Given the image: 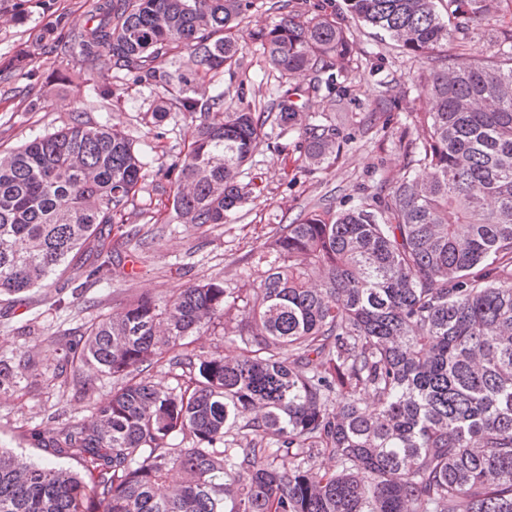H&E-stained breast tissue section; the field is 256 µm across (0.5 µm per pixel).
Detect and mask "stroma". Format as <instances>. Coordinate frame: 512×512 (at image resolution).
I'll list each match as a JSON object with an SVG mask.
<instances>
[{
    "instance_id": "1",
    "label": "stroma",
    "mask_w": 512,
    "mask_h": 512,
    "mask_svg": "<svg viewBox=\"0 0 512 512\" xmlns=\"http://www.w3.org/2000/svg\"><path fill=\"white\" fill-rule=\"evenodd\" d=\"M95 0H0V152L15 149L35 137L68 125L76 107L84 119L119 126L136 146L152 147L155 166L145 172L146 189L135 201L129 222L139 225L131 239L112 243L109 283L78 289L62 306H54V288H36L21 304L0 296V358L18 359L26 350L41 351L37 371L18 378L12 395L0 398V448L33 463L44 462L46 453L25 440L27 430L57 423L89 420L95 405L117 387L109 376L95 378L87 391L50 387L59 357L57 341L78 340L84 325L99 315L123 308L148 293L165 297L212 279L225 287L239 288L246 276H259L263 267L262 245L278 225L291 223L318 206L329 204L346 210L371 202L377 185L393 180L407 163L399 140L412 133L411 112L420 106L414 78L429 62L402 53L391 40L374 34L352 19L343 0H327L357 49L358 66L350 76L347 95L336 123L344 139L343 149L329 167L307 170L298 160L294 135H287V154L259 147L243 182L252 194L232 220L198 228L188 224H157L151 212L162 208L167 196L157 173L159 164L181 157L189 139L185 121L145 123L144 112L156 97L148 89L113 80L109 72H81L71 57L50 50L51 30L59 20L80 23ZM512 22V0H498L487 20L476 27L469 51L492 54V44L503 25ZM241 65L235 73L217 77L226 103L236 102L237 89L247 99L271 104L277 83L265 60L240 31ZM34 61L37 78L7 71L17 51ZM82 88L83 101L75 103L74 90ZM110 87L119 101L102 105L98 90Z\"/></svg>"
}]
</instances>
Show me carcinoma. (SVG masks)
Here are the masks:
<instances>
[{
	"label": "carcinoma",
	"instance_id": "obj_1",
	"mask_svg": "<svg viewBox=\"0 0 512 512\" xmlns=\"http://www.w3.org/2000/svg\"><path fill=\"white\" fill-rule=\"evenodd\" d=\"M492 0H344L412 57L419 77L411 161L374 203L311 211L263 244L258 284L220 281L99 315L57 360L120 380L89 422L27 440L81 471L0 451V512H512V26L494 57H445ZM254 0H100L56 37L76 66L147 88L145 113L190 122L180 160L159 168L169 222L222 224L251 191L258 146L297 136L306 167L342 149L335 118L309 110L345 95L354 43L321 4L278 5L250 33L278 81L259 106L214 87L240 65ZM150 152L76 115L0 153V292L20 295L72 269L110 280L106 245L144 190ZM222 328L240 354L179 353ZM178 367L167 387L143 366ZM17 367L0 360V396ZM334 466L313 471L316 459Z\"/></svg>",
	"mask_w": 512,
	"mask_h": 512
}]
</instances>
